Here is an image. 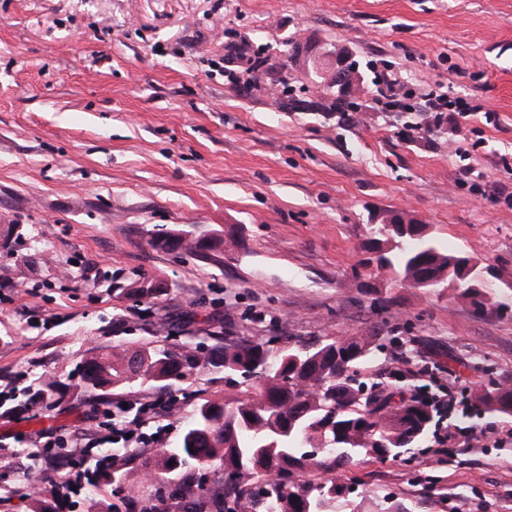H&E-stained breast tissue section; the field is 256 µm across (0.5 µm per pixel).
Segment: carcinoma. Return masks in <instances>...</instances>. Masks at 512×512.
<instances>
[{
    "label": "carcinoma",
    "mask_w": 512,
    "mask_h": 512,
    "mask_svg": "<svg viewBox=\"0 0 512 512\" xmlns=\"http://www.w3.org/2000/svg\"><path fill=\"white\" fill-rule=\"evenodd\" d=\"M367 249L377 267L428 291L454 288L474 311L492 309L512 317V290L490 302L487 289L474 288L483 266L462 251H442L429 234L405 236L388 224L372 228ZM21 238L19 225H0V250L12 251ZM393 243L392 254L382 245ZM170 249L202 251L206 239L176 230L155 241ZM374 356L370 336L318 339L274 354L260 340L233 339L200 356L164 345L131 354L97 352L81 369L86 389L163 386L199 369L224 373L238 395L205 399L177 442L142 466L164 479L181 470L219 469L238 474L224 486L234 507L218 512H344L350 488L336 475L365 459L397 460L419 447L432 422L430 409L384 382L369 384L359 368ZM475 407L512 417V384L497 383L475 397ZM315 471L320 480H303Z\"/></svg>",
    "instance_id": "1"
}]
</instances>
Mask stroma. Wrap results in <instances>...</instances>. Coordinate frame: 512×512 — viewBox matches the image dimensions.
<instances>
[{
	"mask_svg": "<svg viewBox=\"0 0 512 512\" xmlns=\"http://www.w3.org/2000/svg\"><path fill=\"white\" fill-rule=\"evenodd\" d=\"M340 56L361 76L350 92L318 78ZM382 73L477 111L460 136L421 131L417 96L397 112L377 102ZM506 161L512 0H0V224L23 229L0 256V389L37 377L61 389L24 419L0 420V512L53 500L20 465L42 434L91 433L102 412L151 394L84 392L78 370L101 349L211 350L246 337L275 351L371 336L369 382L396 351L410 363L394 383L409 391L452 377L470 403L512 379V320L474 313L450 288L402 285L365 248L371 225L404 213L442 248L492 266L499 299L512 282ZM179 228L222 244L152 246ZM146 281L161 293L140 295ZM168 388L174 442L225 385L201 370ZM154 454L133 452L80 512H124L118 492L130 488L147 502L163 490L178 512L181 475L158 482L141 468ZM344 479L348 512H376L380 492L412 512H512V444L424 443Z\"/></svg>",
	"mask_w": 512,
	"mask_h": 512,
	"instance_id": "obj_1",
	"label": "stroma"
}]
</instances>
